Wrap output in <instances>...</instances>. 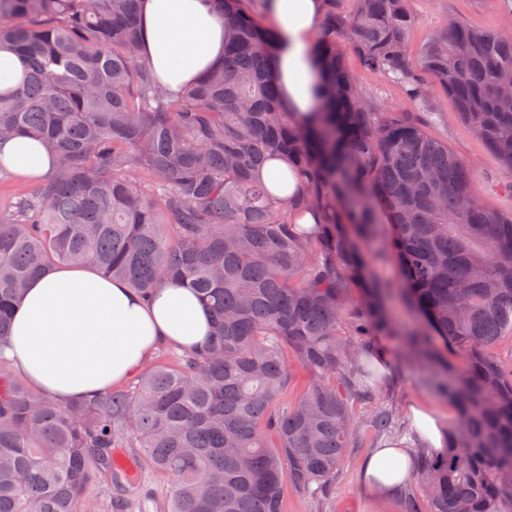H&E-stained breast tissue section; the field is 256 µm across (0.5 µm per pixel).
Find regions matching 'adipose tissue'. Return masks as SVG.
I'll list each match as a JSON object with an SVG mask.
<instances>
[{
  "label": "adipose tissue",
  "instance_id": "obj_1",
  "mask_svg": "<svg viewBox=\"0 0 512 512\" xmlns=\"http://www.w3.org/2000/svg\"><path fill=\"white\" fill-rule=\"evenodd\" d=\"M322 8L321 0L265 4L284 44L275 66L282 94L300 116L314 105L309 47ZM141 27L140 54L174 95L224 54V24L205 0H142ZM0 160L34 182L52 168L47 149L26 137L1 140ZM210 325L209 310L183 284L164 282L147 302L97 270L58 266L16 306L6 356L34 392L65 402L133 377L159 346L202 344ZM408 457L402 447L375 449L362 466L364 493L376 500L395 494L407 481Z\"/></svg>",
  "mask_w": 512,
  "mask_h": 512
}]
</instances>
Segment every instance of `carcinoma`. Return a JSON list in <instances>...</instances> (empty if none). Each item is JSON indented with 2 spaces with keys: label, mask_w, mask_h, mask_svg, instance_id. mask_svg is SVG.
Listing matches in <instances>:
<instances>
[{
  "label": "carcinoma",
  "mask_w": 512,
  "mask_h": 512,
  "mask_svg": "<svg viewBox=\"0 0 512 512\" xmlns=\"http://www.w3.org/2000/svg\"><path fill=\"white\" fill-rule=\"evenodd\" d=\"M139 2L0 0V51L24 69L0 91V138L53 158L0 213V512H91L95 489L135 488L147 469L170 480L163 512H282L289 485L326 498L357 447L348 398L372 393L388 337L456 410L443 448L415 450L402 512H421L420 493L427 512H512V361L492 354L512 337V215L430 124L379 111L336 47L344 34L415 107L446 92L512 174V33L445 20L414 60L406 0H354L348 15L326 0L300 119L274 73L277 31L249 0H205L224 58L176 96L138 55ZM275 158L293 197L254 176ZM308 211L321 222L298 224ZM386 258L396 281L376 271ZM75 262L145 300L181 281L210 308V338L88 399L35 396L3 351L13 308ZM298 368L312 382L292 399ZM373 421L396 429L390 412Z\"/></svg>",
  "instance_id": "1"
}]
</instances>
